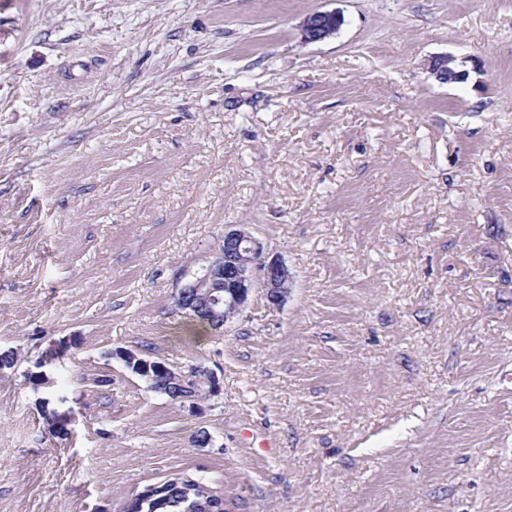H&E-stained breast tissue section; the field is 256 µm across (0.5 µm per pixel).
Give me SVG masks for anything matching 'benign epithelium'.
Masks as SVG:
<instances>
[{"label":"benign epithelium","mask_w":512,"mask_h":512,"mask_svg":"<svg viewBox=\"0 0 512 512\" xmlns=\"http://www.w3.org/2000/svg\"><path fill=\"white\" fill-rule=\"evenodd\" d=\"M341 17L336 12H317L305 21L306 41L316 42L336 31ZM430 71L444 83L460 84L468 79V72L454 65L451 57L432 61ZM293 281L288 265L268 251L246 224L224 225V236L219 249L194 280L180 288L174 295V307L180 313L194 316L206 311L217 319L215 331L221 332L234 316L248 303L251 294L258 290L267 303L282 305ZM111 356L121 360L135 375L145 381L148 388L157 390L159 385L174 388V401L196 405V393L203 384L212 392L219 391L217 377L202 366L189 372H176L163 363L151 361L131 349L118 348Z\"/></svg>","instance_id":"obj_1"}]
</instances>
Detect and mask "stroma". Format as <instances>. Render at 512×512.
I'll return each instance as SVG.
<instances>
[{
	"label": "stroma",
	"instance_id": "35a3bbf8",
	"mask_svg": "<svg viewBox=\"0 0 512 512\" xmlns=\"http://www.w3.org/2000/svg\"><path fill=\"white\" fill-rule=\"evenodd\" d=\"M228 224L294 280L219 334L173 296ZM8 348L0 512L175 473L227 512H512V0H0ZM118 348L220 389L172 402ZM341 17L337 12H317L305 21L306 39L308 42H316L329 37L339 23ZM453 62L454 59L449 56L436 58L430 65V71L448 85L464 83L468 79V72L457 68Z\"/></svg>",
	"mask_w": 512,
	"mask_h": 512
}]
</instances>
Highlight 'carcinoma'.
Instances as JSON below:
<instances>
[{
	"mask_svg": "<svg viewBox=\"0 0 512 512\" xmlns=\"http://www.w3.org/2000/svg\"><path fill=\"white\" fill-rule=\"evenodd\" d=\"M141 497L151 499V512H225L224 496L202 478L175 474L164 483L147 488Z\"/></svg>",
	"mask_w": 512,
	"mask_h": 512,
	"instance_id": "carcinoma-1",
	"label": "carcinoma"
}]
</instances>
